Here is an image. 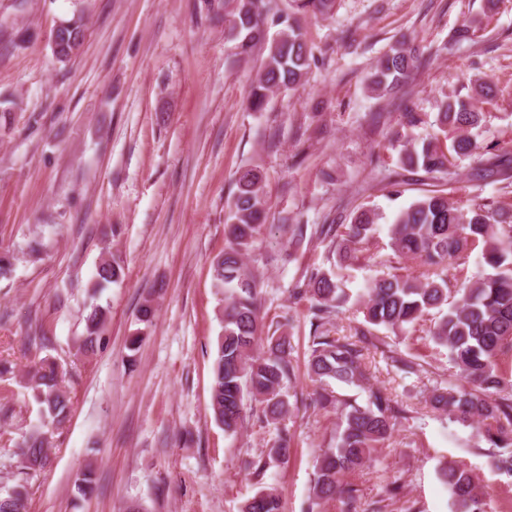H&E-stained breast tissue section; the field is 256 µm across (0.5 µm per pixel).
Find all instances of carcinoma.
<instances>
[{"label":"carcinoma","instance_id":"obj_1","mask_svg":"<svg viewBox=\"0 0 512 512\" xmlns=\"http://www.w3.org/2000/svg\"><path fill=\"white\" fill-rule=\"evenodd\" d=\"M335 0H224V25L233 56L248 59L254 49L266 51L248 97L252 112L267 109L277 91L294 90L315 61L303 19L327 17ZM74 44L58 58L71 61L83 44L82 18L69 21ZM430 55L413 42L402 40L379 59L367 88L377 97L391 94L412 72L424 66ZM482 113L471 102L445 97L439 104L436 125L443 136L411 139L399 149L400 170L383 175L389 193L398 196L405 184L402 172L422 170L436 179L457 180V162L470 158L477 148L473 129ZM473 177L512 188V149L480 157ZM270 211L266 176L258 165L243 168L234 183L225 213L226 246L213 261L215 286L224 289L223 333L219 336L213 364L210 409L224 432L235 434L246 422V401L262 407L266 421L279 423L294 405L281 393L291 378L294 346L291 337L260 336L259 296L262 275L245 263ZM380 214L364 206L341 227L323 224L319 235L329 239L336 265L360 261L374 240ZM390 245L396 257L413 262L419 271L374 278L363 298L364 323L353 328L352 337L331 335L333 318L351 300L335 275L320 269L307 272L302 285L292 290L296 298L311 301L314 327L307 371L312 381L329 379L359 386L367 380L364 350L377 347L373 330L383 327L406 333L433 312L440 314L429 330L431 339L448 348V359L463 383L436 387L431 406L462 425L476 426L479 437L497 449L491 467L512 476V383L500 371L503 357L512 355V205L479 194L463 199L448 197L443 189L429 190L401 209L389 225ZM482 248L484 264L492 272L461 280L450 269L465 265L469 251ZM122 269L112 260L100 261L94 289L116 283ZM106 312L96 306L86 317L85 334L78 351L93 353L100 345ZM34 400L52 426L66 422L72 397L59 383L55 362L43 360L34 376ZM323 408H333L339 423L336 442L323 449L314 464L310 512L336 497L353 499L354 489L342 478L370 462L377 448L389 441L405 411L381 388L368 389L366 405L339 400L327 389L318 392ZM292 455L288 430L278 432L267 458L252 464L259 490L242 512H280L276 489L262 484L268 465H286ZM21 465L15 483L0 490V512H28L29 491L25 475L49 464L48 431L34 426L21 443ZM441 476L454 512H486L489 493L469 469L444 465Z\"/></svg>","mask_w":512,"mask_h":512}]
</instances>
